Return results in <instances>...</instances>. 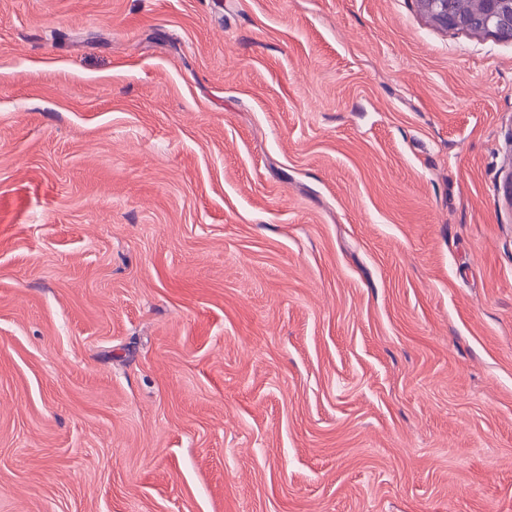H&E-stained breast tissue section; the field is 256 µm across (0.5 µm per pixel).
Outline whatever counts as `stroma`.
<instances>
[{"mask_svg":"<svg viewBox=\"0 0 512 512\" xmlns=\"http://www.w3.org/2000/svg\"><path fill=\"white\" fill-rule=\"evenodd\" d=\"M511 179L415 0H0V512H512Z\"/></svg>","mask_w":512,"mask_h":512,"instance_id":"obj_1","label":"stroma"}]
</instances>
